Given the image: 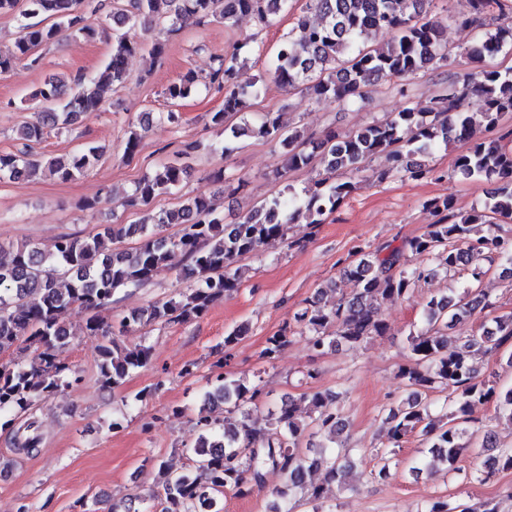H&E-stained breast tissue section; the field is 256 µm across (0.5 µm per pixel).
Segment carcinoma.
<instances>
[{
	"label": "carcinoma",
	"mask_w": 512,
	"mask_h": 512,
	"mask_svg": "<svg viewBox=\"0 0 512 512\" xmlns=\"http://www.w3.org/2000/svg\"><path fill=\"white\" fill-rule=\"evenodd\" d=\"M83 0H0V15L20 18V35L14 49L0 54V73L16 72L39 61L36 50L54 42L63 30L90 37L94 30L85 24ZM433 0H305L303 14L277 46L268 74L274 82L300 89L317 102L349 104L365 101L369 93L393 78L416 75L439 63L448 62L443 42V26L429 17ZM472 13L460 21L464 27L485 31L467 55L480 62L512 53V17L503 12L502 0H471ZM293 9V0H117L106 18L112 21V50L104 72L96 79L66 80L53 76L33 93L41 105L36 120L17 128L22 148L0 154V180L27 178L42 161L34 158L33 145L47 128L63 130L87 112L106 108L107 92L128 76L130 56L145 44L129 34L140 25L158 29L150 51L159 55L166 48L162 36L207 19L234 29L240 18L253 16L268 27L273 17ZM320 22L312 24L307 14ZM41 17L37 23L27 19ZM392 34L382 47H369L367 40L378 33ZM260 48L253 38L217 57L204 88L223 95V107L211 113L213 124L235 139L260 137L286 152L275 177L281 178L312 164L324 166L326 173H353L367 159L384 154L392 169L413 180H423L433 169L410 164L406 157L426 153L439 143L471 138L473 115L460 109L471 95L480 98L479 114L485 125L495 129L503 117L512 114V67L484 66L467 76H448V83L431 96L428 105L405 107L393 115L357 132L340 136L334 132L322 139H307L284 127L280 115L265 112L248 119V102L259 96L257 82L241 84L240 56L245 48ZM196 90L194 74L187 73L165 91L172 101L184 99ZM152 117L140 119L129 131L124 157L134 158ZM410 134L403 140L402 132ZM512 129L488 141L476 142L457 158L459 172L467 177L497 179L501 185L484 204L467 214L454 212L450 198H434L427 208L437 220L402 245H389L373 252L359 249L357 258L344 269L357 283L348 297L328 309L319 299H311L293 316L310 333L308 344L319 351L332 345L360 347L387 330L378 304L409 296L422 281L448 275L459 266H472V277L482 274L481 263L505 259L512 263V235L496 223L512 218ZM105 149L87 145L48 164L63 182L73 180L95 167ZM185 168L166 162L144 174L124 203L138 207L143 215L134 224H105L85 239L59 237L51 248L27 243L9 250V259L0 261V353L19 345L33 351L25 364L0 362V412L26 417L11 428V443L20 454L37 451L42 437L34 411L41 403L80 381L78 373L65 361L71 332L58 319L64 308L83 319V329L99 340V381L103 387L119 386L127 374L145 367L151 348L136 345L123 348L116 337L134 326L146 327L156 321L186 322L202 316L209 305L238 288L243 277L237 266L240 258L260 246L284 240L286 227L303 218L309 224L322 223L352 192L350 181L324 178L304 196L278 193L227 223L214 204L203 197H191L176 209L155 210L154 200L177 188ZM176 230L169 231L170 227ZM136 246L126 247L127 240ZM187 260L181 275L188 288L176 296L149 304L107 322L99 310L112 304L119 288H142L153 273L170 265L175 254ZM425 256L426 266L411 267L407 254ZM491 306L480 291L467 289L455 296L431 298L424 309L425 326L409 334L410 364L400 367L399 376L408 395L388 410L384 423L392 448L417 434L430 455L429 463L440 462L453 470L472 447L478 430L471 427L476 403L495 404L498 415L512 421V387L503 389L479 376L474 366L478 355L499 353L512 347V313L495 316L482 324L478 334L457 339L448 350V326L472 316L476 309ZM290 343L286 333L267 339L265 355L274 358ZM199 408L197 425L202 430L191 450L192 468L178 471L166 462L158 463L160 487L151 498L160 500L161 512H222L221 500L229 491L244 495L261 486L267 469L279 471L284 486L276 491L285 498L304 491L319 502L332 488L347 486L354 465L352 449L341 439L344 430L342 399L338 393H306L301 401L304 414L289 398L275 410L267 411L269 428L254 426L253 414L263 408V393L242 379L219 372L209 379ZM444 395L440 415L432 413L434 394ZM481 447L489 454L473 476H489L512 470V448H500L489 432ZM324 480L316 483L315 472Z\"/></svg>",
	"instance_id": "obj_1"
}]
</instances>
